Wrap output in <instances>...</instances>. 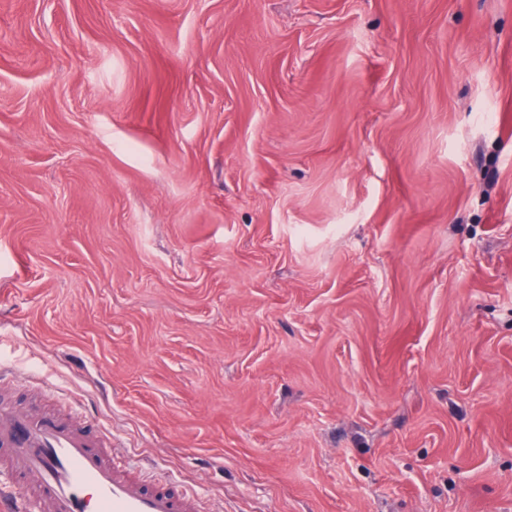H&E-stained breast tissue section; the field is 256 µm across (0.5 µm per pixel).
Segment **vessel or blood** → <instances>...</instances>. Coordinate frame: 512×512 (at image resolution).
<instances>
[{
	"label": "vessel or blood",
	"instance_id": "b4317fda",
	"mask_svg": "<svg viewBox=\"0 0 512 512\" xmlns=\"http://www.w3.org/2000/svg\"><path fill=\"white\" fill-rule=\"evenodd\" d=\"M0 512H200L172 483L146 487L77 412L0 401Z\"/></svg>",
	"mask_w": 512,
	"mask_h": 512
}]
</instances>
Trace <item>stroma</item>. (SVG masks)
Listing matches in <instances>:
<instances>
[{
    "mask_svg": "<svg viewBox=\"0 0 512 512\" xmlns=\"http://www.w3.org/2000/svg\"><path fill=\"white\" fill-rule=\"evenodd\" d=\"M0 364L201 512H512V0H0Z\"/></svg>",
    "mask_w": 512,
    "mask_h": 512,
    "instance_id": "obj_1",
    "label": "stroma"
}]
</instances>
